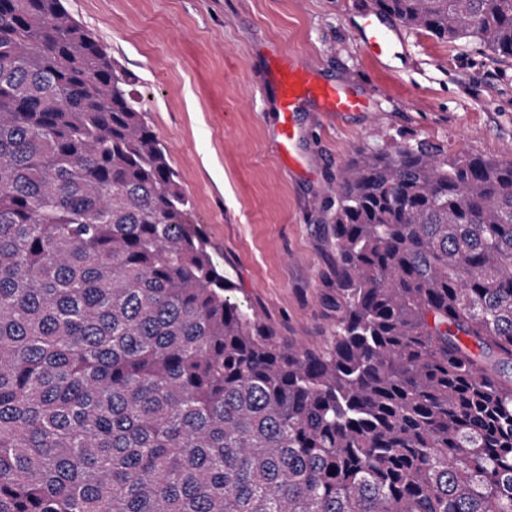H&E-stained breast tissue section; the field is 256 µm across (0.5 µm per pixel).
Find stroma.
<instances>
[{"instance_id":"1","label":"stroma","mask_w":512,"mask_h":512,"mask_svg":"<svg viewBox=\"0 0 512 512\" xmlns=\"http://www.w3.org/2000/svg\"><path fill=\"white\" fill-rule=\"evenodd\" d=\"M373 0H65L109 55L138 78L145 119L188 197L234 297L281 335L322 344L336 175L358 149L422 141L449 154L512 156V59L476 41L403 29L394 60L358 42ZM315 67L365 102L300 112L296 150L281 159L277 117L260 90L273 60Z\"/></svg>"}]
</instances>
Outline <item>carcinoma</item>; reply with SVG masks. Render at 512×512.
Segmentation results:
<instances>
[{"instance_id": "cac0c4a2", "label": "carcinoma", "mask_w": 512, "mask_h": 512, "mask_svg": "<svg viewBox=\"0 0 512 512\" xmlns=\"http://www.w3.org/2000/svg\"><path fill=\"white\" fill-rule=\"evenodd\" d=\"M512 58V0H374ZM135 75L0 0V512H512V158L343 166L322 347L192 232Z\"/></svg>"}]
</instances>
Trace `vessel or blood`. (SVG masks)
I'll list each match as a JSON object with an SVG mask.
<instances>
[{"label":"vessel or blood","mask_w":512,"mask_h":512,"mask_svg":"<svg viewBox=\"0 0 512 512\" xmlns=\"http://www.w3.org/2000/svg\"><path fill=\"white\" fill-rule=\"evenodd\" d=\"M360 37L365 47L375 56L390 53L400 32L388 27L382 15L375 10L360 13L358 21ZM266 86L279 122V149L282 157L292 166H300L301 158L296 142L301 134L297 115L308 103H317L325 112H355L363 102L347 88L339 84L319 82L310 66L285 62L267 74Z\"/></svg>","instance_id":"1"}]
</instances>
